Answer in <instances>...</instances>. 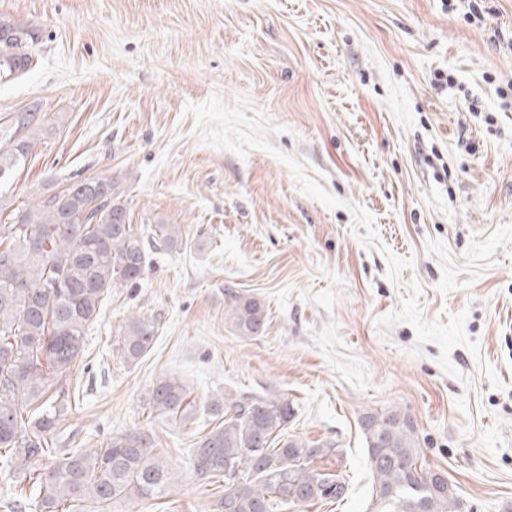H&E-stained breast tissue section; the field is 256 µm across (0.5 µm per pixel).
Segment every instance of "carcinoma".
I'll return each instance as SVG.
<instances>
[{
    "mask_svg": "<svg viewBox=\"0 0 512 512\" xmlns=\"http://www.w3.org/2000/svg\"><path fill=\"white\" fill-rule=\"evenodd\" d=\"M38 40L30 25L0 17V83L32 68ZM52 131L36 104L0 117V184ZM127 205L126 182L118 177L77 179L16 207L0 197V478L31 482L39 512H69L80 503L108 512L116 500L158 498L173 482L172 469L153 453V438L144 432L46 463L49 435L72 407L63 377L83 351L105 295L118 283L133 287L142 280L148 251L177 250L184 241L178 224L129 223ZM225 297L237 335L260 336L264 304L231 289ZM154 338V325L132 316L116 345L131 363ZM190 395L181 380L163 377L144 402L155 417L181 424L198 412ZM205 411L215 424L195 443L193 471L201 481L222 479L218 512H284L291 504L345 494L340 474L311 465L336 453L335 446L286 435L292 418L286 400L224 398L210 401ZM361 426L376 487L371 512H460L447 473L423 464L408 414L365 413Z\"/></svg>",
    "mask_w": 512,
    "mask_h": 512,
    "instance_id": "carcinoma-1",
    "label": "carcinoma"
}]
</instances>
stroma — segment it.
Returning a JSON list of instances; mask_svg holds the SVG:
<instances>
[{"label":"stroma","instance_id":"stroma-1","mask_svg":"<svg viewBox=\"0 0 512 512\" xmlns=\"http://www.w3.org/2000/svg\"><path fill=\"white\" fill-rule=\"evenodd\" d=\"M37 28V66L0 116L55 128L1 188L15 201L121 176L129 221L179 224L112 288L65 380L57 450L145 432L166 497L112 512H214L192 448L142 399L165 376L199 405L287 400V433L334 444L331 503L368 512L364 413H408L462 512H512V0H0ZM266 307L237 336L225 293ZM157 328L141 360L114 341ZM155 332L148 320L140 316L127 318L122 335L115 341L121 357L129 363L140 360L152 348Z\"/></svg>","mask_w":512,"mask_h":512}]
</instances>
